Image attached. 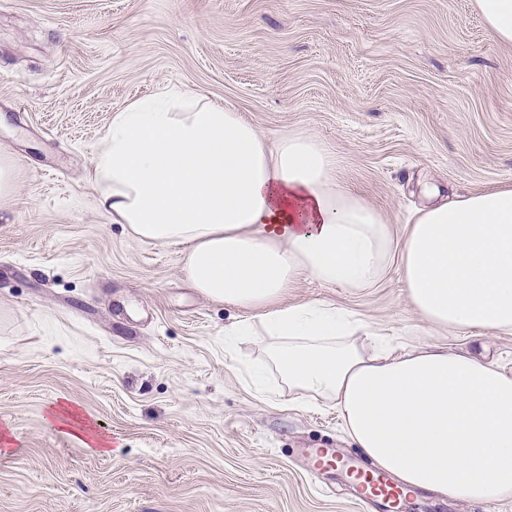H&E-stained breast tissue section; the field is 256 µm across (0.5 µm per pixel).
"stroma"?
<instances>
[{
  "instance_id": "35a3bbf8",
  "label": "stroma",
  "mask_w": 512,
  "mask_h": 512,
  "mask_svg": "<svg viewBox=\"0 0 512 512\" xmlns=\"http://www.w3.org/2000/svg\"><path fill=\"white\" fill-rule=\"evenodd\" d=\"M165 86L229 104L268 140L309 133L395 235L426 198L512 185V44L472 0H0V512H366L297 448L363 451L334 407L244 374L248 310L193 288L183 247L140 243L90 184L114 114ZM389 336L512 373V334L429 331L399 262L351 290L300 277ZM401 512H512L441 501Z\"/></svg>"
}]
</instances>
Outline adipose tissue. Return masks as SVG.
<instances>
[{
	"mask_svg": "<svg viewBox=\"0 0 512 512\" xmlns=\"http://www.w3.org/2000/svg\"><path fill=\"white\" fill-rule=\"evenodd\" d=\"M91 184L133 240L187 246L194 288L251 309L233 335L255 337L289 391L332 403L404 491L512 501V375L437 345L395 356L333 306L283 302L299 274L364 288L396 257L429 325L512 334V186L428 204L399 238L343 189L316 137L268 142L239 112L178 88L114 114Z\"/></svg>",
	"mask_w": 512,
	"mask_h": 512,
	"instance_id": "1",
	"label": "adipose tissue"
}]
</instances>
